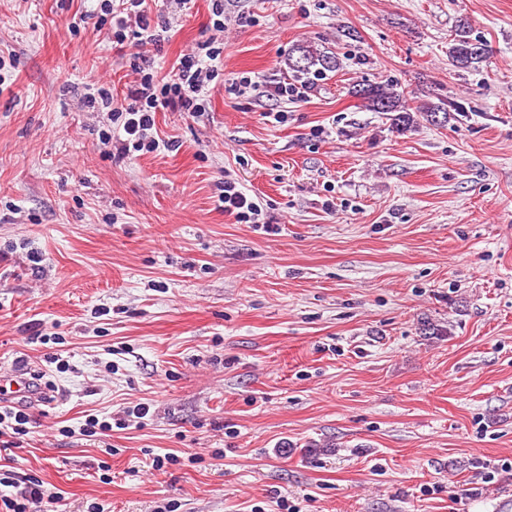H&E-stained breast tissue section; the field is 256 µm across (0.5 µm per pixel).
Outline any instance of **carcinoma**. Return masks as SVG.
Returning a JSON list of instances; mask_svg holds the SVG:
<instances>
[{"instance_id":"1","label":"carcinoma","mask_w":512,"mask_h":512,"mask_svg":"<svg viewBox=\"0 0 512 512\" xmlns=\"http://www.w3.org/2000/svg\"><path fill=\"white\" fill-rule=\"evenodd\" d=\"M490 53L488 44L472 37L465 22L459 23L448 35V61L458 71L479 70ZM338 66L336 55L304 44L297 46L288 63V69L295 75L315 79L337 70ZM351 94L361 99L367 110L390 115L392 128L402 133L414 124L416 112L435 125H444L448 123L450 113L459 111L454 101L442 97L435 102L423 100L413 106L409 92L391 80L356 84L351 88Z\"/></svg>"}]
</instances>
